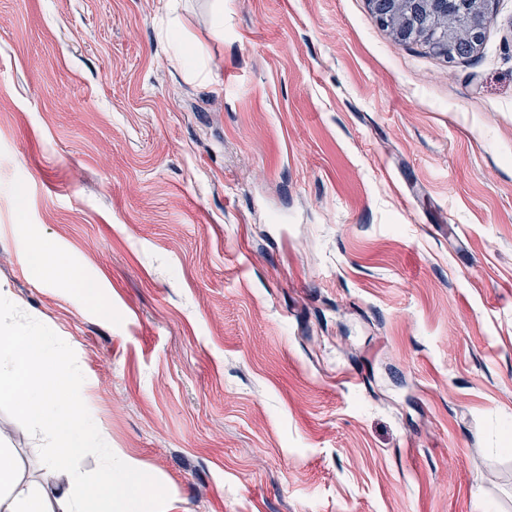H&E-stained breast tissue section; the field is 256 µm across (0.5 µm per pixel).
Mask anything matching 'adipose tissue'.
<instances>
[{"mask_svg":"<svg viewBox=\"0 0 512 512\" xmlns=\"http://www.w3.org/2000/svg\"><path fill=\"white\" fill-rule=\"evenodd\" d=\"M66 345L55 343L37 328L0 331V399H18L24 415L36 423L53 446L50 470L65 473L55 492L22 483L0 451V512H147L142 473L114 472L112 448L100 439L84 409V381L70 363ZM70 401L57 402L58 392ZM100 445L103 458L95 478H87L75 462L86 448Z\"/></svg>","mask_w":512,"mask_h":512,"instance_id":"obj_1","label":"adipose tissue"}]
</instances>
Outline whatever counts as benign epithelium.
<instances>
[{"instance_id":"1","label":"benign epithelium","mask_w":512,"mask_h":512,"mask_svg":"<svg viewBox=\"0 0 512 512\" xmlns=\"http://www.w3.org/2000/svg\"><path fill=\"white\" fill-rule=\"evenodd\" d=\"M493 2L473 0L475 8L469 18L473 53L494 21ZM369 4L380 25L389 29L399 42L422 43L450 63L463 58V47L452 33L439 34L424 21L425 14L431 10L448 13V0H369Z\"/></svg>"}]
</instances>
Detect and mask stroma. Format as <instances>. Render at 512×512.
Wrapping results in <instances>:
<instances>
[{
    "label": "stroma",
    "instance_id": "35a3bbf8",
    "mask_svg": "<svg viewBox=\"0 0 512 512\" xmlns=\"http://www.w3.org/2000/svg\"><path fill=\"white\" fill-rule=\"evenodd\" d=\"M494 9L450 63L368 0H0V325L67 341L150 512H512ZM25 246L29 267L38 277L51 280H68L79 283L88 292L94 290L95 287L92 284L80 280L77 273L66 263L60 261L55 264L51 263L46 247L40 239L29 237L25 241Z\"/></svg>",
    "mask_w": 512,
    "mask_h": 512
}]
</instances>
